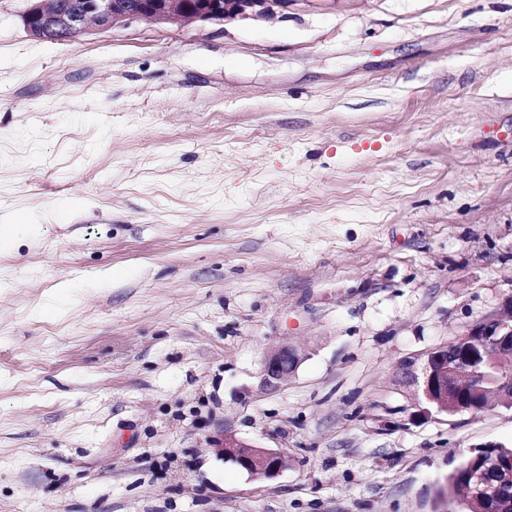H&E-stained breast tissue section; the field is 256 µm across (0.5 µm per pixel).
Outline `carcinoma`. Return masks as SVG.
<instances>
[{
    "mask_svg": "<svg viewBox=\"0 0 512 512\" xmlns=\"http://www.w3.org/2000/svg\"><path fill=\"white\" fill-rule=\"evenodd\" d=\"M504 364L497 361H482L475 380V387L493 390ZM466 413L483 410L485 401L477 393L466 392L459 396ZM480 469L485 484L496 489L493 499L487 497L469 498L464 494L471 472ZM512 448H483L476 454H467L452 468L443 483L436 490L438 508L446 512H512Z\"/></svg>",
    "mask_w": 512,
    "mask_h": 512,
    "instance_id": "cac0c4a2",
    "label": "carcinoma"
}]
</instances>
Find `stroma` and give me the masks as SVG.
Segmentation results:
<instances>
[{"label": "stroma", "instance_id": "stroma-1", "mask_svg": "<svg viewBox=\"0 0 512 512\" xmlns=\"http://www.w3.org/2000/svg\"><path fill=\"white\" fill-rule=\"evenodd\" d=\"M26 6L0 0V512H434L512 445V409L421 415L402 369L512 290V0L72 42ZM302 357L293 347L283 345L266 353L262 366V384L277 389L288 381L295 372ZM212 446L225 460L258 477L272 478L288 465L287 452L260 448L240 441L232 434L213 440Z\"/></svg>", "mask_w": 512, "mask_h": 512}]
</instances>
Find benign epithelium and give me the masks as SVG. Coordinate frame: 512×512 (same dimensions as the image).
Instances as JSON below:
<instances>
[{
	"label": "benign epithelium",
	"instance_id": "1",
	"mask_svg": "<svg viewBox=\"0 0 512 512\" xmlns=\"http://www.w3.org/2000/svg\"><path fill=\"white\" fill-rule=\"evenodd\" d=\"M23 12L27 32L41 40L71 42L87 34L92 27L108 29L146 20L165 24L179 20L186 24H224L237 20H271L288 13L298 5L313 0H79L74 6L63 0H27ZM512 337V292L504 295L497 308L471 321L453 340L460 347L456 355L449 354L444 344L429 352L423 362L406 360L411 382L416 386L425 407L448 408V371L458 365L479 369L485 349L501 339ZM302 357L293 347L283 345L266 353L262 366V384L277 389L288 381ZM216 451L251 475L265 478L276 476L287 467L288 453L283 450L260 448L226 434L212 441Z\"/></svg>",
	"mask_w": 512,
	"mask_h": 512
}]
</instances>
